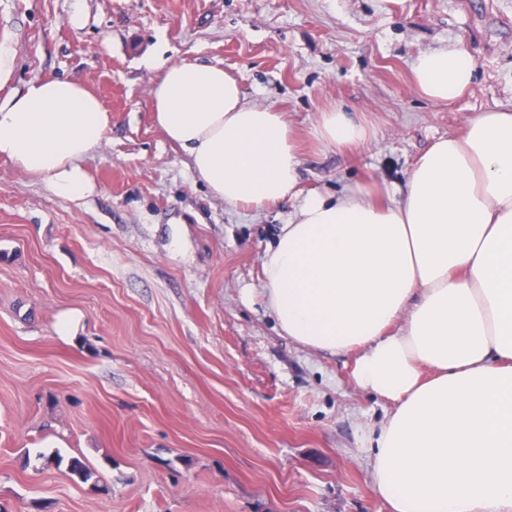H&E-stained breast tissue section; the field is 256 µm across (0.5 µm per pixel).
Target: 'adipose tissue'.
<instances>
[{
	"label": "adipose tissue",
	"mask_w": 512,
	"mask_h": 512,
	"mask_svg": "<svg viewBox=\"0 0 512 512\" xmlns=\"http://www.w3.org/2000/svg\"><path fill=\"white\" fill-rule=\"evenodd\" d=\"M475 62L457 44L419 53L418 92L452 103ZM0 46V158L80 199L85 163L111 138L112 114L78 78L11 88ZM154 120L215 199L299 205L262 261V293L302 348L355 353L357 387L393 404L371 449L369 489L391 512H512V111L478 113L436 141L399 200L357 183L334 200L299 189L294 132L247 103L223 66H165ZM315 138L344 150L371 128L333 108Z\"/></svg>",
	"instance_id": "obj_1"
}]
</instances>
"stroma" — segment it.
<instances>
[{"mask_svg": "<svg viewBox=\"0 0 512 512\" xmlns=\"http://www.w3.org/2000/svg\"><path fill=\"white\" fill-rule=\"evenodd\" d=\"M0 43L13 88L77 77L112 114L90 196L0 159V512H388L368 470L390 401L356 387L353 355L285 336L261 293L294 202L213 198L153 119L145 61L221 64L285 112L303 192L401 190L435 141L512 109V0H0ZM453 43L473 82L437 104L411 64ZM333 107L370 141L319 144ZM67 311L79 335L60 334Z\"/></svg>", "mask_w": 512, "mask_h": 512, "instance_id": "35a3bbf8", "label": "stroma"}]
</instances>
